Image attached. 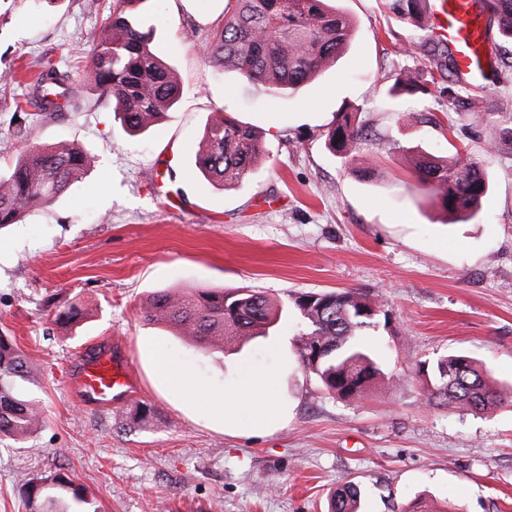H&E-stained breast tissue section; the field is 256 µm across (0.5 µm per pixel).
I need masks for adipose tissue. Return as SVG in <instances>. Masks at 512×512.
Segmentation results:
<instances>
[{
    "instance_id": "1",
    "label": "adipose tissue",
    "mask_w": 512,
    "mask_h": 512,
    "mask_svg": "<svg viewBox=\"0 0 512 512\" xmlns=\"http://www.w3.org/2000/svg\"><path fill=\"white\" fill-rule=\"evenodd\" d=\"M276 386V376L241 368L236 382L224 396L211 400L207 410L223 422L226 431L242 436L270 432L288 417Z\"/></svg>"
}]
</instances>
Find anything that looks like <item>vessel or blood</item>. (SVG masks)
Returning a JSON list of instances; mask_svg holds the SVG:
<instances>
[{"mask_svg": "<svg viewBox=\"0 0 512 512\" xmlns=\"http://www.w3.org/2000/svg\"><path fill=\"white\" fill-rule=\"evenodd\" d=\"M472 5L473 0H432L430 5L433 33L455 48L458 69L464 74L471 71L475 55L485 49L484 26ZM132 382L128 362L102 354L84 364L79 388L87 398L108 404L129 393Z\"/></svg>", "mask_w": 512, "mask_h": 512, "instance_id": "1", "label": "vessel or blood"}]
</instances>
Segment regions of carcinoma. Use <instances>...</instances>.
<instances>
[{
  "label": "carcinoma",
  "instance_id": "carcinoma-1",
  "mask_svg": "<svg viewBox=\"0 0 512 512\" xmlns=\"http://www.w3.org/2000/svg\"><path fill=\"white\" fill-rule=\"evenodd\" d=\"M139 0H110L102 26L90 32L91 77L99 98L113 105L122 128L130 135L157 124L178 103L182 93L170 69L152 47V30L132 20ZM389 10L420 30L426 29V0H386ZM497 20L504 50L512 45V0H488ZM353 21L330 0H224V23L202 44V54L223 67L237 70L259 91L275 96L302 92L329 64L347 49ZM429 62L434 88L417 85L406 71L394 79L390 94L436 91L456 106H478L477 92L446 73L457 70L447 43L429 37L421 43ZM32 92L17 101L15 111L32 107L56 114L79 98L69 68L45 63L29 83ZM371 136L355 123V113L342 111L326 133V147L341 159L354 156ZM267 148L253 129L215 110L207 121L195 165L208 180L236 185L258 170ZM86 153L78 146H41L20 142L12 169L0 172V227L20 222L36 208L47 207L82 177ZM417 181L452 215H474L489 190V181L474 160L450 161L422 153L415 164ZM295 310L300 320L298 353L322 354L310 371L328 393L345 400L363 397L368 387L384 375L373 351L360 340L363 331L388 319L379 295L354 289L333 292H300L293 308L255 290L222 288L162 289L154 292L141 311L144 321L164 325L177 335L197 342L213 353L224 351V342L266 333ZM419 372L426 383L422 396L432 408L474 415L502 405H512V391L505 394L488 371L466 355L443 356L423 363ZM32 380L14 340L0 333V438L21 441L43 421L41 401L25 395L23 383ZM29 512H98L91 508L85 487L60 470L45 472L26 491ZM361 489L345 482L331 497V512H358Z\"/></svg>",
  "mask_w": 512,
  "mask_h": 512
}]
</instances>
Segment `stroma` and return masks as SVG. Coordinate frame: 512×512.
<instances>
[{"mask_svg": "<svg viewBox=\"0 0 512 512\" xmlns=\"http://www.w3.org/2000/svg\"><path fill=\"white\" fill-rule=\"evenodd\" d=\"M355 23L349 50L296 97L260 94L220 68L200 43L224 0H140L155 52L182 97L141 134H125L84 65L100 0H0V74L52 61L71 67L79 108L16 113L21 86L0 88V169L19 138L74 144L90 169L50 206L0 229V332L37 374L42 425L0 440V512H28L24 488L60 469L100 512H327L349 480L361 512H512V407L475 417L425 406L420 362L463 353L512 386V142L497 112L512 78L485 82L478 110L439 95L389 96L396 72L430 76L424 31L382 0H336ZM372 130L344 161L325 145L337 112ZM253 127L270 156L238 187L210 183L195 155L213 109ZM461 149L490 181L480 211L447 223L413 172L417 155ZM174 168V182L164 181ZM168 288H251L289 302L305 291L382 296L389 321L367 336L384 376L360 400L328 395L297 352L295 318L269 336L209 353L145 322ZM81 322H55L69 304ZM184 371L196 391L163 382L149 353ZM125 355L134 387L108 406L82 402L80 361L99 348ZM279 373L292 414L271 434L231 436L205 407L239 366Z\"/></svg>", "mask_w": 512, "mask_h": 512, "instance_id": "1", "label": "stroma"}]
</instances>
